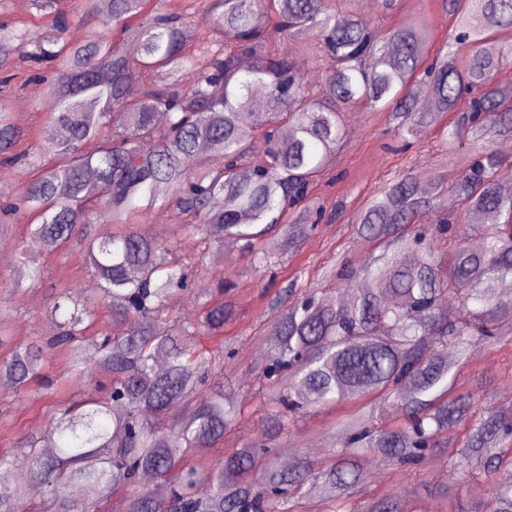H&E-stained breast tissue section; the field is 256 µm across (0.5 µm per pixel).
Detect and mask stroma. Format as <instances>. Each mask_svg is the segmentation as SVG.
Masks as SVG:
<instances>
[{
    "label": "stroma",
    "mask_w": 512,
    "mask_h": 512,
    "mask_svg": "<svg viewBox=\"0 0 512 512\" xmlns=\"http://www.w3.org/2000/svg\"><path fill=\"white\" fill-rule=\"evenodd\" d=\"M12 104L16 123L30 134H41L51 103L41 95L39 86L31 84L17 91ZM454 119L451 113L442 116L421 141L395 153L390 149L386 113L366 109L347 113L348 134L336 152L331 171L319 181L316 190L328 219L313 233L296 228L298 249L284 257L275 275L256 268L250 257L239 250L224 266L236 282L226 295L233 315L224 324V347L231 350L232 356L225 359L223 368L215 370L213 382L235 389L252 405L263 398L259 376L266 362L264 334L273 296L291 281L318 288L340 266L367 263L373 246L355 232L357 212L387 180L406 171L417 176L428 172L433 184H450L459 156L449 152L444 133ZM25 232L22 222L0 232V305L14 309L11 341L41 345L54 334L43 311L60 283L67 281L87 291L92 279L82 266L80 244L74 241L61 251L43 255L44 276L38 283H30L27 266L16 258V244ZM17 282L25 284L26 289L23 296L13 299L4 288ZM504 343L501 351L484 346L472 348L460 375L464 382L476 375L489 383L492 399L500 407L512 403L504 394L506 388L512 387V335L505 337ZM59 400V395L48 393L38 384L22 394L11 387L0 388V412L8 416L7 424H0V452L20 454L22 444L44 425ZM335 419V413L325 410L298 418L278 440V454L331 457L336 446L332 429ZM451 483L461 490L467 485L464 476L451 475L442 459L436 458L423 465L415 480L395 469L382 468L379 473L370 474L367 491L372 495L394 491L404 500L407 512H446L448 502L437 497L436 492Z\"/></svg>",
    "instance_id": "obj_1"
}]
</instances>
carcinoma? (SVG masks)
<instances>
[{"label": "carcinoma", "instance_id": "cac0c4a2", "mask_svg": "<svg viewBox=\"0 0 512 512\" xmlns=\"http://www.w3.org/2000/svg\"><path fill=\"white\" fill-rule=\"evenodd\" d=\"M30 2L32 19L0 18V176L24 187L3 214L29 217L46 254L83 241L96 295L60 287L46 307L56 328L49 346L75 375L105 380L107 393L57 405L20 459L0 456V512H102L119 491L126 512H299L313 486L319 512H402L394 492L358 500L369 459L409 476L436 452L472 484L471 508L449 512H512V411L488 401L482 381L463 386L460 364L445 357L450 346L464 356L494 345L512 326V194L500 187L504 159L494 149L512 137V87L494 80L512 57V0H442L452 24L434 51L424 14L387 27L356 15L353 0H208L194 57L182 53L190 16L161 0H109L83 42L70 40L78 15L69 0ZM285 38L319 83L276 48ZM490 41L498 52L486 51ZM19 43L28 47L25 82L53 101L45 121L65 129L62 139L33 142L14 122L4 92L17 78ZM135 80L142 89L132 97ZM361 106L388 113L406 145L460 113L447 136L470 146L468 164L427 195L410 173L382 185L355 228L378 253L341 282L280 291L265 337L264 385L275 397L255 408L262 436L202 458L196 449L222 445L244 407L209 383L235 352L197 340L223 335L228 304L158 331L172 302L196 289L182 245L231 238L272 271L296 246L294 226L312 231L322 220L315 186L345 138L344 114ZM159 205L181 219L182 238L136 230ZM474 214L488 220L477 251L460 230ZM17 249L37 281L42 264L25 242ZM228 278L212 274L213 287L197 294H224ZM100 307L129 330L96 328ZM41 362L40 346L19 344L0 357V374L24 391ZM193 398L194 413L181 419ZM343 406L330 459L279 466L270 443L286 422ZM204 467L212 476L202 487ZM147 471L150 490L140 484ZM73 487L87 496L72 499Z\"/></svg>", "mask_w": 512, "mask_h": 512}]
</instances>
